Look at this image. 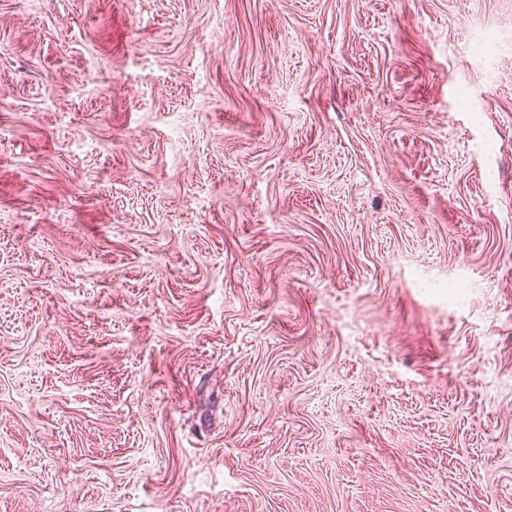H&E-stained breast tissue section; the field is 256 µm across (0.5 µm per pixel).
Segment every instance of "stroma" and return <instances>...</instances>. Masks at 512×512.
<instances>
[{"instance_id":"stroma-1","label":"stroma","mask_w":512,"mask_h":512,"mask_svg":"<svg viewBox=\"0 0 512 512\" xmlns=\"http://www.w3.org/2000/svg\"><path fill=\"white\" fill-rule=\"evenodd\" d=\"M0 512H512V0H0Z\"/></svg>"}]
</instances>
